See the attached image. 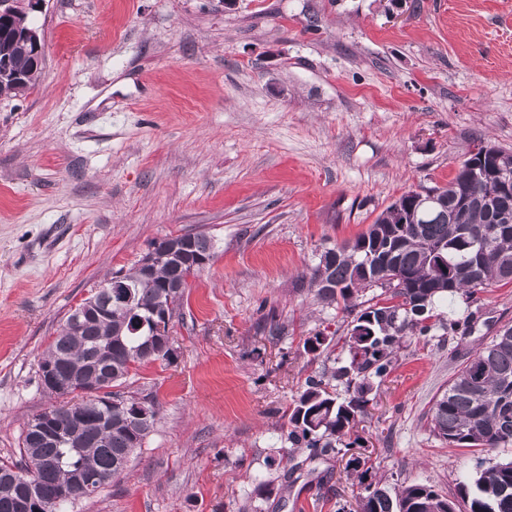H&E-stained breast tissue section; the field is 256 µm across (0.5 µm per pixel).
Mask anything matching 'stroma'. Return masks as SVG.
Here are the masks:
<instances>
[{
  "label": "stroma",
  "mask_w": 512,
  "mask_h": 512,
  "mask_svg": "<svg viewBox=\"0 0 512 512\" xmlns=\"http://www.w3.org/2000/svg\"><path fill=\"white\" fill-rule=\"evenodd\" d=\"M32 22L37 85L0 97V457L55 402L38 364L69 311L152 243L198 230L215 257L186 290L171 358L131 386L157 424L69 512L354 501L338 458L280 439L321 368L305 339L347 333L309 274L403 193L446 186L471 150L512 152V0H45ZM435 313L475 314L473 330L405 338L357 450L388 488L452 497L512 457L448 447L428 426L460 355L512 324V284Z\"/></svg>",
  "instance_id": "1"
}]
</instances>
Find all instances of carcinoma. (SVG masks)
<instances>
[{"label":"carcinoma","mask_w":512,"mask_h":512,"mask_svg":"<svg viewBox=\"0 0 512 512\" xmlns=\"http://www.w3.org/2000/svg\"><path fill=\"white\" fill-rule=\"evenodd\" d=\"M9 59L28 75L34 87L40 67L31 63L26 44L0 34V59ZM496 155L503 168H512V154L495 146L482 152ZM441 202L430 211L410 190L391 203L353 241L324 250L311 269L310 287L323 304L352 316L344 342L319 333L305 339L303 348L315 358L332 361L305 381L289 407L288 429L281 441L307 451V459L341 453L339 446L364 413L374 385L391 371L393 358L406 336L429 344L435 332L464 336L472 330L474 314L464 320L432 322L437 302L458 294L469 298L493 285L512 283V190H498L495 179L475 177L461 165L445 187ZM487 241V252L475 243ZM187 276V268L165 265L151 281L141 279L138 266L122 274L132 297L114 296L106 316L83 321L81 335L55 338L42 359L63 362L64 373H82L86 386L112 377V432L103 424L101 398L80 396L82 434L86 445L76 451L60 443L34 442L20 437V460L0 458V473L17 470L38 479L37 490L50 496L75 487L74 471L110 478L117 460H131L153 431L158 411L153 401L122 390L131 371L164 361L171 350L159 349L162 337L151 335L150 318L166 285ZM377 287V301L368 306L359 293ZM112 341L110 356L101 346ZM340 352H335L336 347ZM148 405L149 417L137 414L136 404ZM436 437L455 448H505L512 445V324H505L464 361L435 401L430 415ZM359 456H350L347 473H360L364 494L357 512H512V459L490 462L476 477L458 483L451 500L433 486L414 482L395 494L380 483L364 484L369 469ZM19 487L0 484V512H20Z\"/></svg>","instance_id":"1"}]
</instances>
